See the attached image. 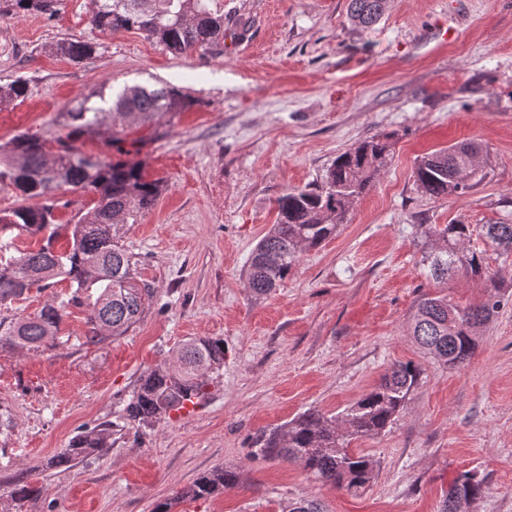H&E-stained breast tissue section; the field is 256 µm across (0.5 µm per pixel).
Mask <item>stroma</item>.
Instances as JSON below:
<instances>
[{"label":"stroma","mask_w":512,"mask_h":512,"mask_svg":"<svg viewBox=\"0 0 512 512\" xmlns=\"http://www.w3.org/2000/svg\"><path fill=\"white\" fill-rule=\"evenodd\" d=\"M222 2L233 44L187 56L136 30L93 29L92 0H66L53 18L0 16V83H28L25 98L0 105V144L63 135L60 113L104 86L167 84L192 100L112 153L161 184L152 210L119 230L156 290L139 321L92 345L85 308L72 306L61 343L0 347V512H11L7 492L29 469L45 487L31 512H152L222 466L238 472L237 486L176 512H284L310 496L330 512H440L466 471L485 480L471 512H512V254L475 234L489 280L436 281L416 234L420 224L512 223V0H389L368 30L350 23L349 0ZM62 40L98 50L72 61L50 51ZM373 136L387 138L390 156L348 223L252 299L244 266L276 222L277 198L313 187L337 154ZM462 141L484 146L486 177L461 197L422 196L417 159ZM493 287L509 302L464 367L420 352L408 321L421 295L474 306ZM70 293L65 282L31 290L0 303V320ZM195 337L224 341L207 399L151 429L127 423L143 373ZM408 361L421 377L405 409L381 435L351 443L377 464L359 495L252 457L259 430L310 409L341 413ZM102 423L113 426L107 453L48 467Z\"/></svg>","instance_id":"35a3bbf8"}]
</instances>
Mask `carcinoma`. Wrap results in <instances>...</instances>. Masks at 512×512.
<instances>
[{
	"instance_id": "cac0c4a2",
	"label": "carcinoma",
	"mask_w": 512,
	"mask_h": 512,
	"mask_svg": "<svg viewBox=\"0 0 512 512\" xmlns=\"http://www.w3.org/2000/svg\"><path fill=\"white\" fill-rule=\"evenodd\" d=\"M218 0H93L91 25L98 31L136 29L166 51L188 55L224 45V10ZM388 0H350L348 19L352 25L368 29L384 15ZM63 0H0V15L23 17L41 13L55 17ZM51 50L73 61L88 58L97 45L85 41H61ZM27 82L17 78L0 85V103L25 97ZM101 104L80 101L62 113L68 132L55 139L54 158L45 152V141L18 134L0 146V187L10 188L23 200L39 199L36 207L19 205L0 215V302L18 298L36 286L45 290L55 280L74 288L68 300L51 301L35 318L19 317L0 321V346L40 348L55 342L69 304H87L86 343L99 345L121 336L143 313L154 295L151 284L136 272L133 255L120 244L116 229L120 224H136L160 194L158 181L146 179L140 163L97 159L81 160L79 139L103 137L110 129L106 145L125 142L132 126L151 125L159 119L183 111L190 100L175 87H125L111 98L105 90L97 93ZM464 142L435 150L417 159L414 183L422 195L440 199L461 196L471 187L456 178L470 164ZM390 144L376 136L336 156L321 183L310 189L290 191L276 200L277 220L257 242L246 266L251 297L259 300L283 282L301 253L320 246L347 223L353 199L365 193L385 166ZM71 188L88 189L97 201L74 224L55 223V210ZM13 228L31 235H43L35 251L18 248L6 236ZM68 246L55 248L61 233ZM417 234L427 245L422 262L435 280L461 275L480 278L485 274L483 253L469 247L472 229L461 221L453 224H419ZM482 234L499 251L512 252V224H484ZM491 294L477 308H461L446 296L425 294L415 304L410 330L424 355L450 368L470 360L477 347L480 328L491 320L503 304ZM224 339L191 338L177 351L176 362L168 367L147 370L125 407V417L143 427H153L194 399L208 395L210 385L224 367ZM420 370L411 361L393 364L379 384L339 415L308 410L287 423L260 431L253 439V455L298 462L316 480L356 495L375 477L376 463L368 456L350 451L353 440L381 434L404 410L408 396L419 381ZM108 425L86 429L69 447L55 455L50 465L71 468L110 447ZM236 472L218 468L183 488L177 498L157 503L153 512H173L184 499L208 498L237 485ZM485 491L481 478L460 474L443 503L461 495L475 501ZM42 489L30 474L17 479L9 492L16 512L38 498ZM286 512H327L315 497L288 502Z\"/></svg>"
}]
</instances>
